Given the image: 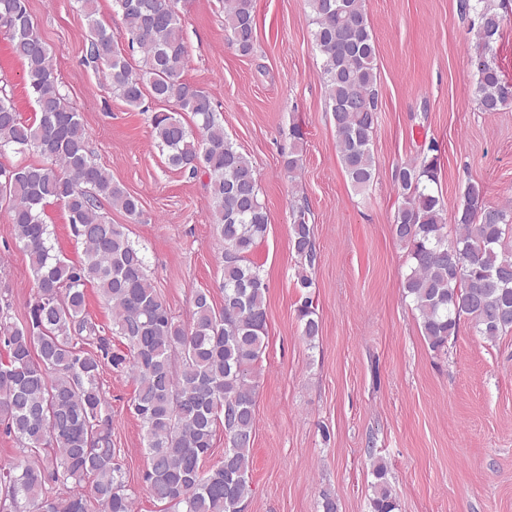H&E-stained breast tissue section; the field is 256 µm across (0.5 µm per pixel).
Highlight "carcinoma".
Here are the masks:
<instances>
[{
	"label": "carcinoma",
	"mask_w": 512,
	"mask_h": 512,
	"mask_svg": "<svg viewBox=\"0 0 512 512\" xmlns=\"http://www.w3.org/2000/svg\"><path fill=\"white\" fill-rule=\"evenodd\" d=\"M179 0H113L123 38L141 54L134 68L112 34L87 7V55L104 66L113 93L132 108L151 95L175 106L152 117L154 139L168 167L191 178L206 177L213 206L210 222L231 253L224 254V303L209 292L194 295L192 321L175 320L148 274L142 249L122 226L105 220L100 199L135 223L138 197L113 181L88 146L81 114L69 106L36 32L27 0H0V36L26 64V85L39 117L29 122L11 98L0 96V156L33 151L46 162L0 164V209L29 257L34 294L29 318L12 320V304L0 303V424L19 444L18 456L0 468V512H134L116 449L112 415L100 383L105 362L127 371L136 384L132 408L144 430L150 496L166 512H236L252 494L251 449L256 427L255 366L267 335L268 285L250 259L267 232L256 168L224 133L210 92L182 79L187 48ZM313 43L331 107L340 163L352 188L363 192L375 178L371 149L379 110L376 46L364 0H306ZM470 16L474 42L468 61L477 76L480 111L512 104L495 44L504 16L495 0H460ZM228 45L247 56L255 41L254 0H224ZM189 112L193 125L177 117ZM283 168L294 178L303 166L298 125ZM438 147L430 143L416 161L395 168L401 198L392 224L407 250L405 297L418 313L429 348L440 353L461 323L495 339L512 332V209L484 201L483 185L469 181L456 203V224L447 229L439 182ZM57 202L69 213L83 258L69 264L52 254L42 214ZM310 208H292L290 236L304 261L296 278L312 286L317 258ZM93 284L112 310L111 336L100 335L85 313L84 287ZM301 336L310 346L320 323L313 300L297 309ZM224 457L209 468L217 430ZM371 512H395L396 497L385 462L372 463Z\"/></svg>",
	"instance_id": "carcinoma-1"
}]
</instances>
